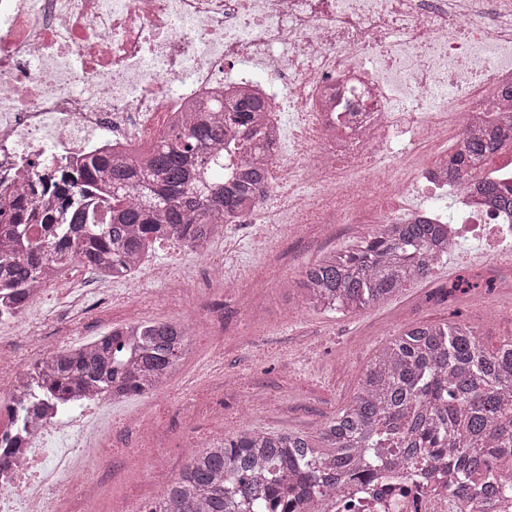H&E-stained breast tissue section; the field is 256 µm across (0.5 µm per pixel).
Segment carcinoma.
<instances>
[{
  "mask_svg": "<svg viewBox=\"0 0 512 512\" xmlns=\"http://www.w3.org/2000/svg\"><path fill=\"white\" fill-rule=\"evenodd\" d=\"M259 101L239 95L224 103V119L177 120L142 159L94 158L78 178H60L57 189L75 195L70 222L55 240L23 229L27 252L0 256V277L15 288L29 287L39 260L52 257L59 270L80 255L114 274L145 249L168 237L194 254L209 248L218 224L256 200L265 188L261 140L255 123ZM248 128L241 145L240 172L203 195L192 175L215 164L213 146L234 128ZM489 146L482 138L463 141L452 154L459 178L472 175ZM144 188V206L124 192ZM480 194L512 211V191L482 179ZM105 199L106 224L86 209L88 196ZM439 224H383L355 247L334 252L307 267L297 285L309 290L302 304L315 311L351 312L376 305L408 284L428 279L448 256ZM125 336H105L84 353L61 352L52 371L39 375L38 399L59 394L114 390L143 394L171 377L190 352L191 342L169 321L148 331L138 358L129 363ZM417 452L418 467L448 460L466 486L487 481L498 460H512V339L490 350L464 322L419 323L384 345L368 362L349 404L329 415L315 434L269 433L245 428L216 437L194 454L179 476L145 512H269L281 484L301 480L307 500L337 491L332 480L350 470L376 466L388 454Z\"/></svg>",
  "mask_w": 512,
  "mask_h": 512,
  "instance_id": "cac0c4a2",
  "label": "carcinoma"
}]
</instances>
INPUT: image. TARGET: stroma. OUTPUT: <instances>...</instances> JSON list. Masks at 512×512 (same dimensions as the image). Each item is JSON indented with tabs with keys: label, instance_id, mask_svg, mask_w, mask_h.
<instances>
[{
	"label": "stroma",
	"instance_id": "stroma-1",
	"mask_svg": "<svg viewBox=\"0 0 512 512\" xmlns=\"http://www.w3.org/2000/svg\"><path fill=\"white\" fill-rule=\"evenodd\" d=\"M422 288V283L410 284L384 303L346 314L299 308L291 317L265 325L264 342L225 351L220 364L207 359L206 336H196L195 358L184 361L176 374L195 386L214 379L221 371L232 372L248 365L243 395L259 388L269 391L271 398L259 412L225 410V435L244 427L311 434L319 430L328 415L350 402L367 362L408 326L459 316L479 330L487 348L512 338V327L507 324L512 318L511 299L491 294L476 305L463 295L452 306L425 301L416 310H407L410 298ZM300 348L311 352L306 363L287 364V357ZM112 494L126 496L131 512H139L143 505L158 498L159 490L144 466H129L123 449L116 448L112 451Z\"/></svg>",
	"mask_w": 512,
	"mask_h": 512
}]
</instances>
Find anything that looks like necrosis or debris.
I'll list each match as a JSON object with an SVG mask.
<instances>
[{"instance_id": "4bbe7bcc", "label": "necrosis or debris", "mask_w": 512, "mask_h": 512, "mask_svg": "<svg viewBox=\"0 0 512 512\" xmlns=\"http://www.w3.org/2000/svg\"><path fill=\"white\" fill-rule=\"evenodd\" d=\"M241 93L284 132L264 145L265 195L224 227L246 225L259 266L242 278L202 255L179 276L143 255L122 278L132 323L166 307L223 358L225 337L259 342L248 313L270 286L265 268L284 262L282 242L317 247L344 224L430 220L448 193L458 198L449 242L482 246L470 279L512 295V216L448 164L468 136L512 130V0H0V208L63 216L74 197L56 191V171L136 155L179 113L206 107L218 119ZM416 185L428 207H408ZM59 277L44 262L21 306L0 290V512H100L90 474L110 470L121 401L95 392L34 402L29 370L55 358L61 338L84 339L113 297L43 312ZM150 281L166 284L163 297L147 292ZM243 377L225 375L210 400L175 379L144 394L145 410L125 412L129 455L158 488L172 481L167 443L223 415ZM448 480L444 468L361 471L315 509L457 512Z\"/></svg>"}]
</instances>
